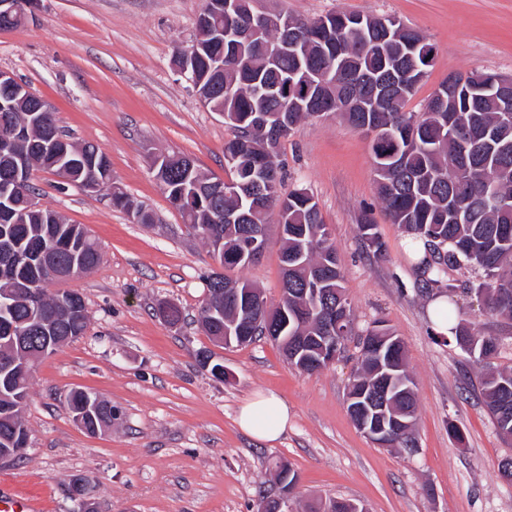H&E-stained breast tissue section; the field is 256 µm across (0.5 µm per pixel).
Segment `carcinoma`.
<instances>
[{
    "instance_id": "obj_1",
    "label": "carcinoma",
    "mask_w": 512,
    "mask_h": 512,
    "mask_svg": "<svg viewBox=\"0 0 512 512\" xmlns=\"http://www.w3.org/2000/svg\"><path fill=\"white\" fill-rule=\"evenodd\" d=\"M205 0L199 28L190 53L195 85L209 97V108L224 112L233 137L224 142V165L230 172L234 191L224 193L225 181L211 178L184 155H164L161 187L185 223L210 245L222 242L217 256L224 273L210 277L208 297L201 307L204 331L212 339L235 329L238 305L232 288L252 284L233 279L228 271L252 261L242 257L249 242V229L266 224L271 210L278 223L291 231L281 237L280 256L302 259L288 270V288L274 307L260 290L253 294L255 311L270 314L280 308L288 320L284 336L309 337L313 350L321 336V325L341 303L351 309L336 248L328 239L317 203L303 189L281 194L283 183L277 158L282 140L323 109L341 116L352 127L372 135L371 149L377 176V192L391 217L404 232L423 243L417 265L426 288H443L448 269L478 270L482 280L475 291L485 295L487 311L512 320V207L495 203L496 197L512 199V124L502 119V101L481 89L480 74L466 76L470 96L458 98L440 112L429 105L448 96L442 88L424 105L423 112L405 107L433 60L434 44L394 17L361 16L339 12L326 14L329 31L316 39L317 20L284 14L270 15L268 23L250 41L224 40L217 35ZM234 15L240 25L250 26L257 13L252 0H238ZM302 39L299 56L269 49L275 41ZM239 55L248 61L243 68L227 65L226 56ZM312 70L332 84L327 97L313 102L314 108H293L285 89L298 81V69ZM21 128L23 138L8 161L0 160V183L11 185L0 199V289L18 288L36 281L34 267L26 262L27 252L41 240L54 239L62 249L54 262L53 276L39 282L43 312L31 309L21 294L4 319L26 329V348L10 367L0 366V452L17 447L29 430L19 414L20 401L29 398L31 374L28 358L59 342L85 334L88 317L83 298L74 292L48 293L54 281L72 278L71 267L82 272L101 260L97 243L86 228L70 224L57 212L32 209L28 205L36 187L33 181L13 179L16 168L49 171L68 184L98 190L112 185L111 163L99 147L86 143L66 144L54 108L45 100L18 89L0 86V130ZM276 167V179L266 192L254 193L255 181ZM112 205L124 210L139 224L153 222L152 214L134 203L124 192L112 191ZM361 238L380 251L382 244L371 213H362ZM439 317L455 322L452 335L458 346L481 368L480 395L496 430L503 438L512 436V369L495 363L499 338L476 334L455 321L453 303ZM375 341L384 343L383 362L391 373L408 379V384L377 399L387 413L402 421L416 420L414 383L409 380L404 344L383 342L394 332L387 326L367 329ZM378 360L358 356V369L348 385V394L360 395L378 377ZM87 432L112 427V404L103 401L86 414ZM392 443L413 450V428L404 426Z\"/></svg>"
}]
</instances>
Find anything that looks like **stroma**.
<instances>
[{
	"label": "stroma",
	"instance_id": "35a3bbf8",
	"mask_svg": "<svg viewBox=\"0 0 512 512\" xmlns=\"http://www.w3.org/2000/svg\"><path fill=\"white\" fill-rule=\"evenodd\" d=\"M204 0H34L17 26L0 29V70L50 103L74 142L96 144L112 165V185L95 192L35 172L38 201L88 229L102 259L64 290L82 296L84 336L37 362L23 418L30 445L0 461V482L41 499L44 512H73L70 476L96 489L98 512H257L275 492L269 465L298 474L293 512L338 497L368 512H512L502 464L512 445L498 435L477 391L480 366L452 337L436 336L431 294L423 290L407 235L376 189L370 136L331 114L304 121L278 160L285 190L311 194L344 274L355 333L335 363L309 375L268 339L245 346L213 342L199 322L208 278L220 264L184 224L151 171L160 152L193 158L210 177L228 179L224 143L232 131L173 65L188 49ZM258 12L310 19L331 12L393 16L436 47L426 77L406 104L421 111L451 76H512V0H253ZM120 188L154 216L135 224L114 208ZM371 211L382 251L359 236ZM281 240L269 221L261 258L235 270L269 304L282 294ZM479 274L452 270L458 319L501 339L498 364L512 367V321L487 312L472 291ZM184 319L166 324L159 305ZM384 321L405 345L415 381L417 450L406 454L362 434L347 409L359 332ZM210 352L223 377L199 363ZM75 389L110 401L111 430L91 435L74 422L65 397ZM270 391L288 405L286 433L264 442L237 425L239 408Z\"/></svg>",
	"mask_w": 512,
	"mask_h": 512
}]
</instances>
